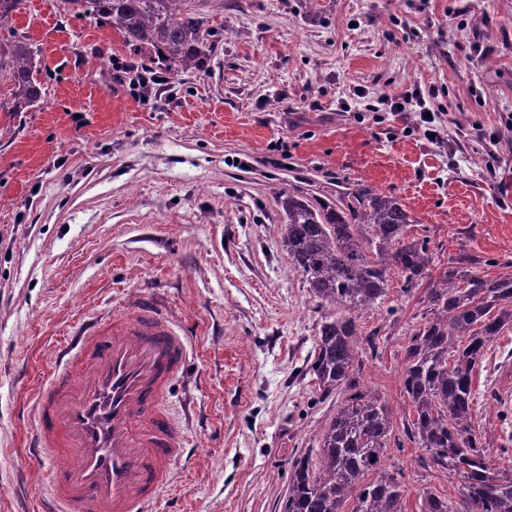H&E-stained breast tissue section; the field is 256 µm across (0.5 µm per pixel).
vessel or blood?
<instances>
[{"label":"vessel or blood","instance_id":"b4317fda","mask_svg":"<svg viewBox=\"0 0 512 512\" xmlns=\"http://www.w3.org/2000/svg\"><path fill=\"white\" fill-rule=\"evenodd\" d=\"M188 356L185 336L146 300L65 341L32 406V445L53 456L51 512H159L185 454L167 399Z\"/></svg>","mask_w":512,"mask_h":512}]
</instances>
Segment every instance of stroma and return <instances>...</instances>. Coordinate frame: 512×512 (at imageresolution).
I'll return each mask as SVG.
<instances>
[{
	"label": "stroma",
	"instance_id": "stroma-1",
	"mask_svg": "<svg viewBox=\"0 0 512 512\" xmlns=\"http://www.w3.org/2000/svg\"><path fill=\"white\" fill-rule=\"evenodd\" d=\"M199 0L223 32L200 73L165 72L142 99L112 60L148 62L113 26L22 0L10 31L39 50L44 97L0 110V512H37L47 458L28 412L56 350L84 321L160 300L191 342L169 413L189 456L162 512H281L290 462L342 396L310 363L323 312L282 244L280 191L332 201L366 185L403 202L434 273L458 256L512 273V0ZM417 90L444 112L429 141L381 96ZM422 289L360 320L376 333L363 385L392 415L386 462L403 512L458 479L406 433L403 347ZM512 329L473 376L472 425L512 467Z\"/></svg>",
	"mask_w": 512,
	"mask_h": 512
}]
</instances>
